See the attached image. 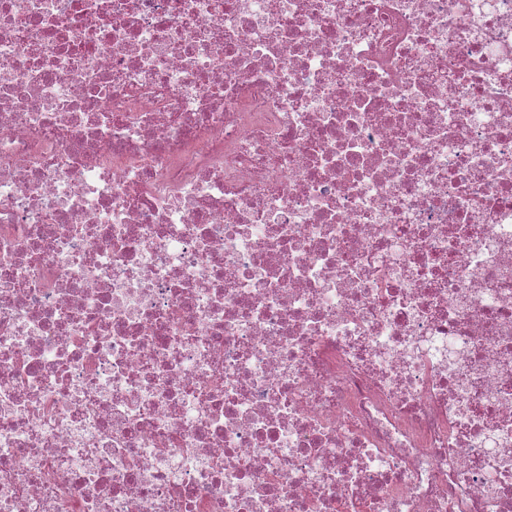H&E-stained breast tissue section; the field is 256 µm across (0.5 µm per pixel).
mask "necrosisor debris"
Returning a JSON list of instances; mask_svg holds the SVG:
<instances>
[{"mask_svg": "<svg viewBox=\"0 0 512 512\" xmlns=\"http://www.w3.org/2000/svg\"><path fill=\"white\" fill-rule=\"evenodd\" d=\"M0 512H512V0H0Z\"/></svg>", "mask_w": 512, "mask_h": 512, "instance_id": "obj_1", "label": "necrosis or debris"}]
</instances>
